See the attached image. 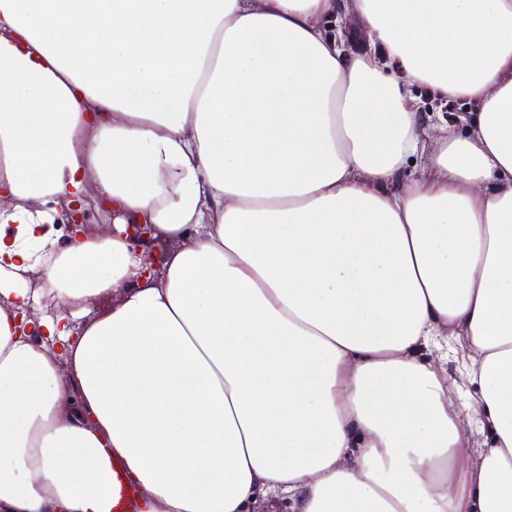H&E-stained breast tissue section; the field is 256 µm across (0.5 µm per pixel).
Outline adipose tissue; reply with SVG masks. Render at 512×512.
<instances>
[{
	"label": "adipose tissue",
	"mask_w": 512,
	"mask_h": 512,
	"mask_svg": "<svg viewBox=\"0 0 512 512\" xmlns=\"http://www.w3.org/2000/svg\"><path fill=\"white\" fill-rule=\"evenodd\" d=\"M0 196V512H512V0H0ZM324 24L332 29V32L336 33V37L347 47L351 45L364 47L366 45V37L358 20L351 18L342 25L336 20V28L331 20L324 21ZM414 95L417 98V105L420 112H424L425 117L429 114L436 115L437 112H444L446 118L450 112H467L469 107L461 100L448 99L440 100L429 95L424 89H415ZM39 206L42 212V220L40 222L43 225L45 231L50 233L52 237L57 238L60 245H66L70 238H66V235L62 236L53 228L55 220L65 215L64 204L59 199H55L50 200L45 204H39ZM85 222L89 225L90 237L103 238L114 232L112 212L103 211L102 208L96 206L92 202L85 204ZM442 349L439 352L443 356L442 365L448 370L449 383H455L450 395L460 408L469 403H473L477 397V389L464 378V367L467 362L466 354L460 349L458 344L449 339L448 341L440 337Z\"/></svg>",
	"instance_id": "1"
}]
</instances>
